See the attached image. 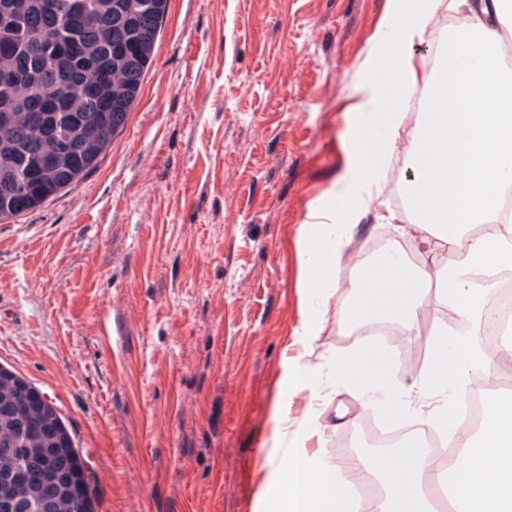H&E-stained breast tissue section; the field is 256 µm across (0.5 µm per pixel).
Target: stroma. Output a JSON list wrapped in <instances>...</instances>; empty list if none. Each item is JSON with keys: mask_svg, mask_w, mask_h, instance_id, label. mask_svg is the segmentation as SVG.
<instances>
[{"mask_svg": "<svg viewBox=\"0 0 512 512\" xmlns=\"http://www.w3.org/2000/svg\"><path fill=\"white\" fill-rule=\"evenodd\" d=\"M386 0H168L123 131L96 167L0 221V365L49 400L94 512H255L287 359L327 375L370 342L329 302L311 354L300 233L346 164V107ZM411 384L428 360L394 326ZM309 450L355 462L377 419L349 388Z\"/></svg>", "mask_w": 512, "mask_h": 512, "instance_id": "35a3bbf8", "label": "stroma"}]
</instances>
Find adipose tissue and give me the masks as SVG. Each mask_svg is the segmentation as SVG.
<instances>
[{"label":"adipose tissue","instance_id":"adipose-tissue-1","mask_svg":"<svg viewBox=\"0 0 512 512\" xmlns=\"http://www.w3.org/2000/svg\"><path fill=\"white\" fill-rule=\"evenodd\" d=\"M461 19L442 63L422 53L440 12ZM512 0H387L354 87L346 135L347 164L336 179L302 253L306 306L298 335L312 348L327 304L341 288L340 270L354 255L353 233L368 213L393 225L401 237L420 240L429 252L457 255L452 269L434 261H409L397 244L361 264L349 324L396 320L420 332L428 308L445 307L452 322L426 332L429 362L413 387L394 379L388 353L372 346L338 357L332 381L359 391L390 419H413L459 439L456 463L429 461L425 448L407 441L363 457L360 470L380 482L383 498L363 506L353 495L360 470H342L306 448L323 414L315 402L316 366L293 359L288 393H276L278 424L269 473L257 502L260 512H434L425 488L449 492L455 512H512V399L483 398V426L464 429L462 410L473 383L490 376L512 346L483 344L481 324L490 286L512 271V215L503 200L512 191V68L499 46ZM426 93L409 114L407 99ZM406 153L409 174L402 191L416 220L401 223L385 194L388 172ZM307 393L313 406L297 436L286 423L289 395Z\"/></svg>","mask_w":512,"mask_h":512}]
</instances>
